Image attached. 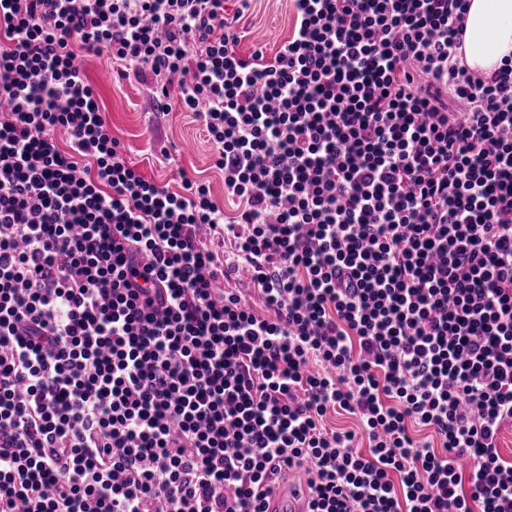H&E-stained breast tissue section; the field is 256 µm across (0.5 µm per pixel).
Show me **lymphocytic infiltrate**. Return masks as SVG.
Segmentation results:
<instances>
[{"mask_svg": "<svg viewBox=\"0 0 512 512\" xmlns=\"http://www.w3.org/2000/svg\"><path fill=\"white\" fill-rule=\"evenodd\" d=\"M250 2L0 0V512H267L289 471L512 512V60L465 64L469 0H292L244 57ZM83 52L196 114L233 214L128 162ZM251 6L238 23L241 36L236 50L248 56L260 46L273 57L288 40L294 15L290 0H252Z\"/></svg>", "mask_w": 512, "mask_h": 512, "instance_id": "lymphocytic-infiltrate-1", "label": "lymphocytic infiltrate"}]
</instances>
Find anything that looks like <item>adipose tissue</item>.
Segmentation results:
<instances>
[{"mask_svg": "<svg viewBox=\"0 0 512 512\" xmlns=\"http://www.w3.org/2000/svg\"><path fill=\"white\" fill-rule=\"evenodd\" d=\"M464 48L470 68L490 74L512 54V0H470Z\"/></svg>", "mask_w": 512, "mask_h": 512, "instance_id": "ef3b65f1", "label": "adipose tissue"}]
</instances>
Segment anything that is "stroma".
<instances>
[{"instance_id":"obj_1","label":"stroma","mask_w":512,"mask_h":512,"mask_svg":"<svg viewBox=\"0 0 512 512\" xmlns=\"http://www.w3.org/2000/svg\"><path fill=\"white\" fill-rule=\"evenodd\" d=\"M293 23L290 0H253L238 23V52L246 56L260 47L274 56ZM82 64L98 93L105 123L124 144L126 157L137 170L173 190L180 187V172H187L207 181L214 199L223 201L224 175L213 165V145L194 113L175 103L159 122H150L148 84L119 78L117 64L104 54L84 58ZM163 145L169 157L160 155Z\"/></svg>"}]
</instances>
